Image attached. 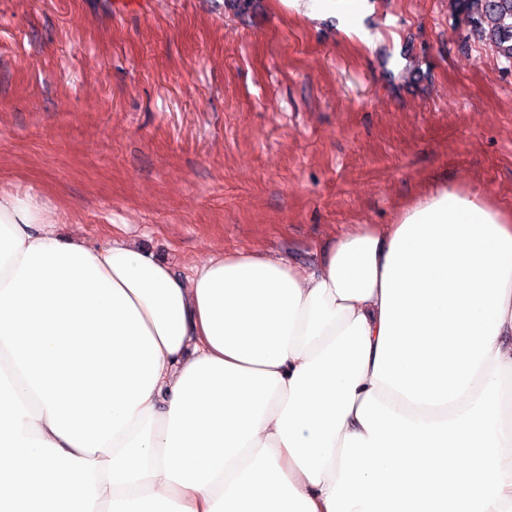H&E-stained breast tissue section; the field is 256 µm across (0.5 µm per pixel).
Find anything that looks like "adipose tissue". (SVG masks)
Returning a JSON list of instances; mask_svg holds the SVG:
<instances>
[{
  "label": "adipose tissue",
  "instance_id": "adipose-tissue-1",
  "mask_svg": "<svg viewBox=\"0 0 512 512\" xmlns=\"http://www.w3.org/2000/svg\"><path fill=\"white\" fill-rule=\"evenodd\" d=\"M469 201L512 236V211ZM394 224L337 237L320 275L217 252L178 277L124 239L60 235L0 193V512H328L373 375ZM512 368V281L478 394Z\"/></svg>",
  "mask_w": 512,
  "mask_h": 512
}]
</instances>
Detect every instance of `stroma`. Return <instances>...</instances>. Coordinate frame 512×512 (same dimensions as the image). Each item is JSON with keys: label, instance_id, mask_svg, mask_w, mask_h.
I'll return each instance as SVG.
<instances>
[{"label": "stroma", "instance_id": "stroma-1", "mask_svg": "<svg viewBox=\"0 0 512 512\" xmlns=\"http://www.w3.org/2000/svg\"><path fill=\"white\" fill-rule=\"evenodd\" d=\"M255 0H0V192L176 274L218 250L317 273L440 185L512 209V63L450 0L360 34Z\"/></svg>", "mask_w": 512, "mask_h": 512}]
</instances>
